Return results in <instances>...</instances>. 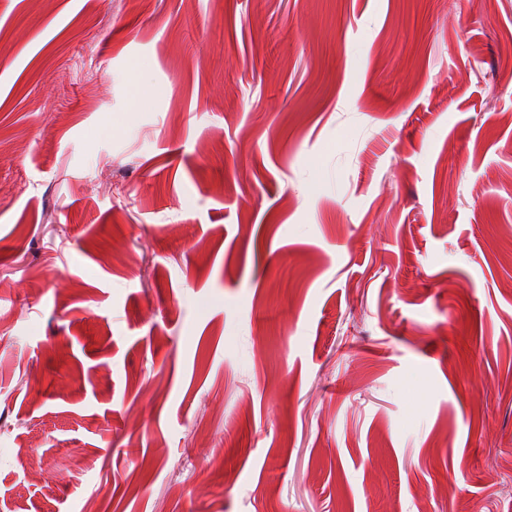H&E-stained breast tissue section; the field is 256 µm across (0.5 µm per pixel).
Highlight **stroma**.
Listing matches in <instances>:
<instances>
[{
    "label": "stroma",
    "instance_id": "1",
    "mask_svg": "<svg viewBox=\"0 0 512 512\" xmlns=\"http://www.w3.org/2000/svg\"><path fill=\"white\" fill-rule=\"evenodd\" d=\"M90 506L512 512V0H0V512Z\"/></svg>",
    "mask_w": 512,
    "mask_h": 512
}]
</instances>
